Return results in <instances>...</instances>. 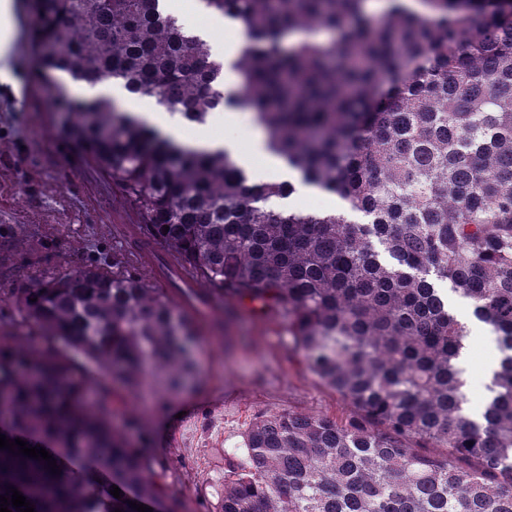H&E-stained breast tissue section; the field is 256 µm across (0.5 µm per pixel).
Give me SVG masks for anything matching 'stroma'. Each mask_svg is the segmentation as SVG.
Segmentation results:
<instances>
[{"label": "stroma", "instance_id": "obj_1", "mask_svg": "<svg viewBox=\"0 0 512 512\" xmlns=\"http://www.w3.org/2000/svg\"><path fill=\"white\" fill-rule=\"evenodd\" d=\"M12 78L0 81V231L14 235L17 260L39 251L42 274L111 263L137 216L122 190L68 141L29 42L28 0H14ZM196 383L164 403L126 394L112 423L133 445L152 448L179 512H216L224 473L261 415L296 412L347 419L353 407L291 349L286 323L239 309L199 320Z\"/></svg>", "mask_w": 512, "mask_h": 512}]
</instances>
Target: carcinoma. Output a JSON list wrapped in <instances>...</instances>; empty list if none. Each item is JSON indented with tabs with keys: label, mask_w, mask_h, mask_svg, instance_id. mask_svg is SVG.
I'll return each mask as SVG.
<instances>
[{
	"label": "carcinoma",
	"mask_w": 512,
	"mask_h": 512,
	"mask_svg": "<svg viewBox=\"0 0 512 512\" xmlns=\"http://www.w3.org/2000/svg\"><path fill=\"white\" fill-rule=\"evenodd\" d=\"M200 2L246 34L228 63L166 0H29L33 47L50 48L40 81L114 80L194 123L246 109L268 151L344 210L271 207L296 186L255 183L109 98L72 103L69 140L121 188L141 235L110 265L38 277L41 257L15 265L0 234V281H25L28 335L45 345L0 349V434L60 467L0 449V495L14 487L35 512H176L149 450L112 426L115 391L183 383L197 342L136 272L155 244L210 285L207 303L283 318L292 350L356 408L345 424L257 417L217 512H512V0ZM226 66L237 86L224 94ZM450 290L500 354L476 417ZM101 378L112 387L90 405Z\"/></svg>",
	"instance_id": "1"
}]
</instances>
